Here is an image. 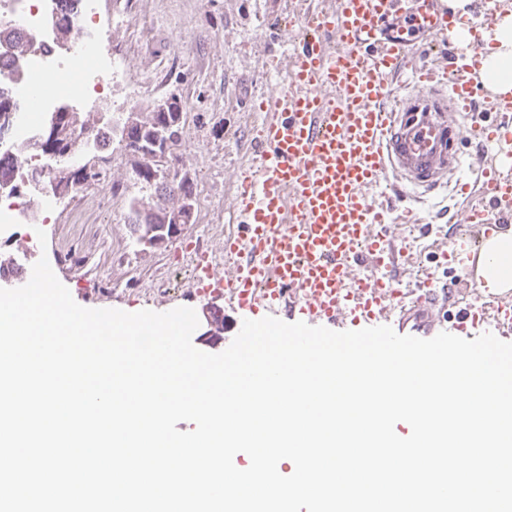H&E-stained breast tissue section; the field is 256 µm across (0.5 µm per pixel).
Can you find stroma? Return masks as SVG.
Here are the masks:
<instances>
[{"mask_svg": "<svg viewBox=\"0 0 512 512\" xmlns=\"http://www.w3.org/2000/svg\"><path fill=\"white\" fill-rule=\"evenodd\" d=\"M113 2L100 0L99 9L112 19L104 43L120 61L124 80L113 86L109 104L116 112H147L153 102L177 98L183 132L173 165L194 186V221L182 225L167 248L137 246L127 226V199L138 191L135 160L116 147L99 154L105 180L81 186L43 224L46 243L33 240V225L18 224L12 236H0V258L22 261L29 269L47 257L73 300L85 308L166 312L186 306L199 312L223 307V296L195 293L194 265L185 246L200 238L218 254L225 233L234 230L235 172L246 160L249 131L260 120L253 101L277 89L269 62L296 31L277 26L282 0H144L140 9L117 8ZM457 214V199L439 193L422 205V222L410 240L419 261L443 282H455L459 272L438 263L431 244L451 230ZM72 242L86 253L83 266L60 257L61 248Z\"/></svg>", "mask_w": 512, "mask_h": 512, "instance_id": "35a3bbf8", "label": "stroma"}]
</instances>
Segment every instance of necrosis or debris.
<instances>
[{
    "label": "necrosis or debris",
    "instance_id": "4bbe7bcc",
    "mask_svg": "<svg viewBox=\"0 0 512 512\" xmlns=\"http://www.w3.org/2000/svg\"><path fill=\"white\" fill-rule=\"evenodd\" d=\"M98 0H0V25L10 27L28 41L30 50L17 57L0 45V100L8 102L12 123L0 136V161L10 166V177L0 184V231L8 232L30 213L20 187L42 160L30 157L26 166L15 165L20 143L36 139L42 129L41 115L56 111L65 101L80 97L88 105L111 96L112 85L122 75L119 65L102 50L104 20L97 12ZM70 26L76 38L70 48L56 44L55 22ZM63 73L74 79L72 89L56 86L34 89L39 70Z\"/></svg>",
    "mask_w": 512,
    "mask_h": 512
}]
</instances>
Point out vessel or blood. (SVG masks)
I'll list each match as a JSON object with an SVG mask.
<instances>
[{
  "mask_svg": "<svg viewBox=\"0 0 512 512\" xmlns=\"http://www.w3.org/2000/svg\"><path fill=\"white\" fill-rule=\"evenodd\" d=\"M505 19L500 0H468L461 12L448 0H287L283 21L301 33L273 55L282 81L255 105L253 152L235 173L242 231L224 239L223 275L197 256V293L335 331L387 325L429 339L489 329L511 341L512 280L494 292L486 283L494 238L512 223V94L480 75ZM480 92L498 115L488 126L472 112ZM473 138L494 148L475 178L485 204L437 245L469 297L427 272L409 287L380 278V267L409 262L426 196L466 192L454 176L459 145Z\"/></svg>",
  "mask_w": 512,
  "mask_h": 512,
  "instance_id": "1",
  "label": "vessel or blood"
}]
</instances>
